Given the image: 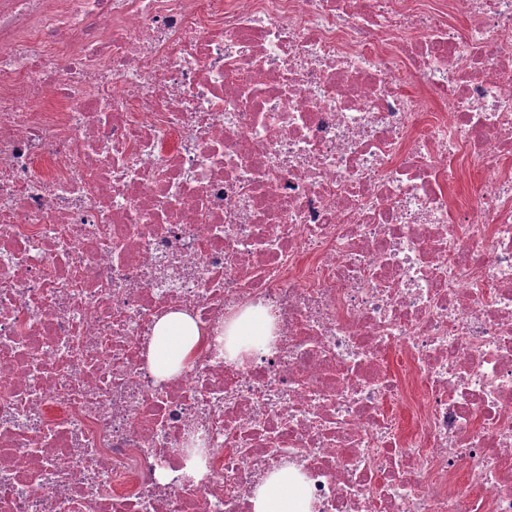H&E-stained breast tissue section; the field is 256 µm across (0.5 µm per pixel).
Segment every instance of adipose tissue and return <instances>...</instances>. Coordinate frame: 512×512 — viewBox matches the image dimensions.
<instances>
[{
  "label": "adipose tissue",
  "mask_w": 512,
  "mask_h": 512,
  "mask_svg": "<svg viewBox=\"0 0 512 512\" xmlns=\"http://www.w3.org/2000/svg\"><path fill=\"white\" fill-rule=\"evenodd\" d=\"M272 338L269 316L245 314L224 330L228 359L265 348ZM200 341L195 321L184 312L161 316L153 330L148 358L155 375L167 378L189 360ZM252 512H311V498L297 470L284 467L270 474L254 491Z\"/></svg>",
  "instance_id": "obj_1"
}]
</instances>
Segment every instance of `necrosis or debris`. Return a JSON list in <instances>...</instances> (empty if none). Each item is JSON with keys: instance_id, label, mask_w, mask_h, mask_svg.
<instances>
[{"instance_id": "4bbe7bcc", "label": "necrosis or debris", "mask_w": 512, "mask_h": 512, "mask_svg": "<svg viewBox=\"0 0 512 512\" xmlns=\"http://www.w3.org/2000/svg\"><path fill=\"white\" fill-rule=\"evenodd\" d=\"M286 465L512 512V0H0V512H252ZM196 322L184 312L161 316L153 330L148 358L155 375L168 378L189 360L200 341ZM272 336V321L268 315H242L224 327L226 357L233 360L242 353L265 349Z\"/></svg>"}]
</instances>
